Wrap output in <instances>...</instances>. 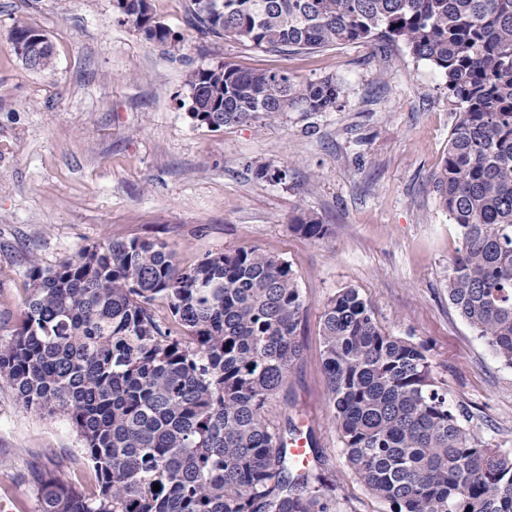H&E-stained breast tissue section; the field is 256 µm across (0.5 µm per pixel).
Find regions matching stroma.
<instances>
[{
	"instance_id": "obj_1",
	"label": "stroma",
	"mask_w": 512,
	"mask_h": 512,
	"mask_svg": "<svg viewBox=\"0 0 512 512\" xmlns=\"http://www.w3.org/2000/svg\"><path fill=\"white\" fill-rule=\"evenodd\" d=\"M150 3L184 35L179 52L120 24L113 0H0V339L22 318L29 260L52 266L108 237L165 241L184 265L256 248L291 264L306 300L302 357L269 410L311 435L336 483L335 512H385L349 471L326 402L320 320L341 289H358L383 331L424 346L475 435L512 450V368L448 301L459 234L433 188L456 112L444 78L398 46L283 54L194 31L189 0ZM18 23L48 37L53 70L16 55ZM225 62L304 85L333 78L341 104L197 125L187 76ZM262 163L285 180L258 177ZM302 210L328 225L324 239L290 230ZM0 459L8 512H36V468L97 490L68 417L26 409L5 388Z\"/></svg>"
}]
</instances>
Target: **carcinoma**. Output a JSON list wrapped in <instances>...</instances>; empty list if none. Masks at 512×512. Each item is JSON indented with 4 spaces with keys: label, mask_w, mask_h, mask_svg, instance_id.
<instances>
[{
    "label": "carcinoma",
    "mask_w": 512,
    "mask_h": 512,
    "mask_svg": "<svg viewBox=\"0 0 512 512\" xmlns=\"http://www.w3.org/2000/svg\"><path fill=\"white\" fill-rule=\"evenodd\" d=\"M123 23L171 52L183 37L149 0H116ZM190 25L282 53L401 44L445 79L458 106L434 178L461 247L448 301L512 368V0H190ZM45 45L29 24L13 46ZM191 118L219 129L290 109L327 112L340 88L231 63L191 72ZM312 240L328 225L302 212ZM25 317L0 341V387L68 416L92 464L85 496L60 472L35 477L38 512H335V487L269 404L300 359L305 299L288 261L257 249L179 264L161 240L107 239L44 267L31 261ZM331 417L351 473L386 512H512V451L491 448L448 404L426 351L387 334L355 288L321 315ZM160 490H154V485Z\"/></svg>",
    "instance_id": "obj_1"
}]
</instances>
